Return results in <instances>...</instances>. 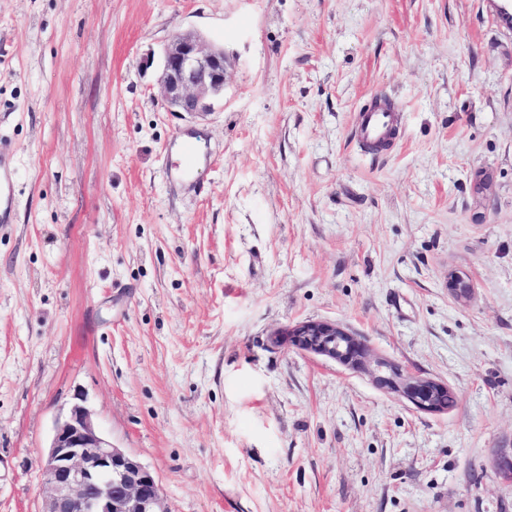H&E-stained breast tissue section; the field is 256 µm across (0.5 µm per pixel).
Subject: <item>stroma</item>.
Instances as JSON below:
<instances>
[{
	"mask_svg": "<svg viewBox=\"0 0 512 512\" xmlns=\"http://www.w3.org/2000/svg\"><path fill=\"white\" fill-rule=\"evenodd\" d=\"M179 30L224 48L201 118L159 97ZM373 94L398 128L363 152ZM184 135L186 181L166 174ZM0 138V512H39L78 397L170 512H512V30L493 0H0ZM305 320L456 403L424 413L272 345ZM12 155L11 144L0 139V224L2 225L11 224L12 221L13 190L7 173Z\"/></svg>",
	"mask_w": 512,
	"mask_h": 512,
	"instance_id": "35a3bbf8",
	"label": "stroma"
}]
</instances>
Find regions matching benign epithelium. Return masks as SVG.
I'll return each mask as SVG.
<instances>
[{
  "mask_svg": "<svg viewBox=\"0 0 512 512\" xmlns=\"http://www.w3.org/2000/svg\"><path fill=\"white\" fill-rule=\"evenodd\" d=\"M224 49L193 30L175 33L163 49L158 85L169 112L199 117L224 96ZM448 290L468 298L473 284L465 274L448 277ZM276 344L326 357L367 373L376 387L429 414L448 412L455 398L447 383L413 374L376 354L360 336L335 322L306 320L277 332ZM497 471L512 482V450L499 454ZM41 512H169L154 472L135 455L112 444L94 425L83 402L71 405L55 428L41 462Z\"/></svg>",
  "mask_w": 512,
  "mask_h": 512,
  "instance_id": "obj_1",
  "label": "benign epithelium"
}]
</instances>
